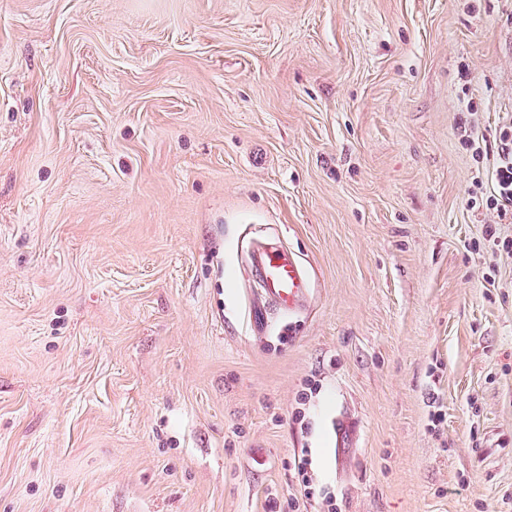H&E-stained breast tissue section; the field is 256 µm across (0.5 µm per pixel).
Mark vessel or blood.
I'll return each mask as SVG.
<instances>
[{"label": "vessel or blood", "mask_w": 512, "mask_h": 512, "mask_svg": "<svg viewBox=\"0 0 512 512\" xmlns=\"http://www.w3.org/2000/svg\"><path fill=\"white\" fill-rule=\"evenodd\" d=\"M250 266L261 283L264 301L285 314L299 313L310 298L307 274L300 262L277 244L257 247Z\"/></svg>", "instance_id": "obj_1"}]
</instances>
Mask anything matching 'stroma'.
Masks as SVG:
<instances>
[{
	"instance_id": "1",
	"label": "stroma",
	"mask_w": 512,
	"mask_h": 512,
	"mask_svg": "<svg viewBox=\"0 0 512 512\" xmlns=\"http://www.w3.org/2000/svg\"><path fill=\"white\" fill-rule=\"evenodd\" d=\"M510 116L512 0H0V512H512ZM497 160L492 171V191L486 201L499 218L512 217V119L500 129ZM250 266L261 283L264 301L285 314L299 313L310 298L309 281L300 262L277 244L257 247Z\"/></svg>"
}]
</instances>
